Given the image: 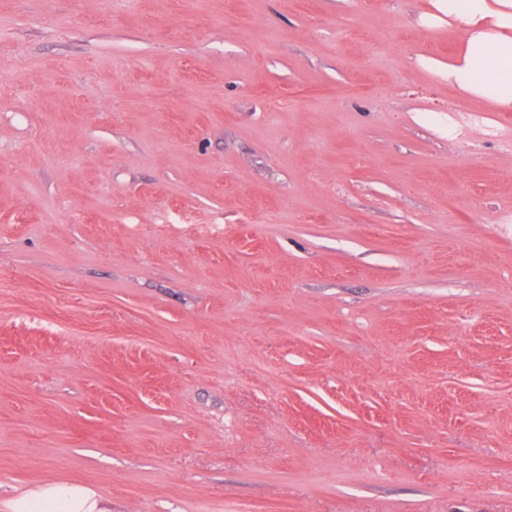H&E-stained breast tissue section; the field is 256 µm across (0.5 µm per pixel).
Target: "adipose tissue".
I'll list each match as a JSON object with an SVG mask.
<instances>
[{
    "label": "adipose tissue",
    "mask_w": 512,
    "mask_h": 512,
    "mask_svg": "<svg viewBox=\"0 0 512 512\" xmlns=\"http://www.w3.org/2000/svg\"><path fill=\"white\" fill-rule=\"evenodd\" d=\"M418 22L430 30L464 27L460 47L449 61L420 58L459 94L512 112V0H429ZM10 512H104L84 485L51 482L14 498Z\"/></svg>",
    "instance_id": "adipose-tissue-1"
}]
</instances>
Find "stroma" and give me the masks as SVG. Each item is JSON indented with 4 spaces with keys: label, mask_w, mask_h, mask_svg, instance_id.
<instances>
[{
    "label": "stroma",
    "mask_w": 512,
    "mask_h": 512,
    "mask_svg": "<svg viewBox=\"0 0 512 512\" xmlns=\"http://www.w3.org/2000/svg\"><path fill=\"white\" fill-rule=\"evenodd\" d=\"M422 7L0 0V512H512V112ZM10 512H107L89 487L51 482L10 501Z\"/></svg>",
    "instance_id": "obj_1"
}]
</instances>
